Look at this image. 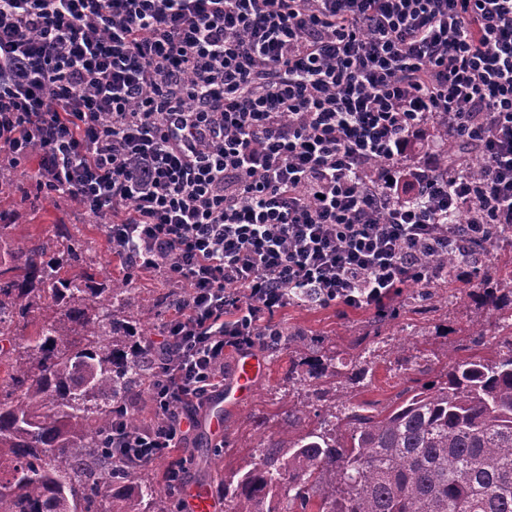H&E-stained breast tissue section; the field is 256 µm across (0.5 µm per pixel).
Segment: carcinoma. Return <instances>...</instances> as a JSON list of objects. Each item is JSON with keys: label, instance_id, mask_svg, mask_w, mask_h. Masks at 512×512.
Listing matches in <instances>:
<instances>
[{"label": "carcinoma", "instance_id": "obj_1", "mask_svg": "<svg viewBox=\"0 0 512 512\" xmlns=\"http://www.w3.org/2000/svg\"><path fill=\"white\" fill-rule=\"evenodd\" d=\"M2 219L0 512H88L93 496L112 503L100 512H151L160 487L106 448L113 404L148 375L137 325L116 315L131 289L94 287L90 265L64 273L82 260L67 238L26 248ZM457 239L430 258L448 278L489 251ZM475 288L487 312L473 344L493 336L494 355L466 347L380 410L348 391L372 370L368 357L310 365L292 380L320 399L332 377L337 402L223 482L231 512H512V273L488 268ZM433 299L416 288L403 303Z\"/></svg>", "mask_w": 512, "mask_h": 512}]
</instances>
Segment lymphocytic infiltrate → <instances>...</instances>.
Returning a JSON list of instances; mask_svg holds the SVG:
<instances>
[{
	"instance_id": "obj_1",
	"label": "lymphocytic infiltrate",
	"mask_w": 512,
	"mask_h": 512,
	"mask_svg": "<svg viewBox=\"0 0 512 512\" xmlns=\"http://www.w3.org/2000/svg\"><path fill=\"white\" fill-rule=\"evenodd\" d=\"M33 155L127 268L187 287L164 421L109 442L149 464L289 291L377 310L437 280L457 217L512 227V0H0V164Z\"/></svg>"
}]
</instances>
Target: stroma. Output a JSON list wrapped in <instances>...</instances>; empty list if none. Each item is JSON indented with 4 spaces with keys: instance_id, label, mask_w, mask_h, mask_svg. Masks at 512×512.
<instances>
[{
    "instance_id": "stroma-1",
    "label": "stroma",
    "mask_w": 512,
    "mask_h": 512,
    "mask_svg": "<svg viewBox=\"0 0 512 512\" xmlns=\"http://www.w3.org/2000/svg\"><path fill=\"white\" fill-rule=\"evenodd\" d=\"M0 209L15 214L11 235L16 241L33 245L58 234L65 235L81 249L85 262L91 261L101 267L103 279H125L103 225L70 202L36 192L28 178L16 181L10 190L0 193ZM129 282L133 298L121 314L138 317L141 302L153 303V316L143 324L142 330L146 340L157 339L169 317L164 300L176 286L161 275L149 272L135 274ZM464 286L461 280L442 284L438 290L442 302L436 309L426 314L405 309L392 325L383 328L378 326L371 310L286 305L275 316V323L295 329L310 339L324 338V350L284 347L273 355L265 349L253 348V356L263 359L266 364V372L258 380L253 394L233 406L225 404L223 392L213 394L210 402L200 410L197 423L187 438L173 451L174 456L192 461L188 483H204L208 488H215L236 472L250 467L261 453L260 440L267 435H275L280 440L295 435V428L283 422V412L291 405L305 402L315 415L323 406L306 389L289 381V370L301 372L307 362L332 356L340 362L350 361L365 336L376 334L380 337L373 357L375 373L353 388L355 400L388 406L397 402L417 373H425L429 378L435 376L447 361L449 352L468 345L474 321L484 315L483 310L468 299L447 303L448 294L458 292ZM401 338L411 344V353L417 362L414 369L405 371L397 364L395 345ZM216 414L223 422V432L218 437L210 430V421ZM314 415L305 420V427L315 425Z\"/></svg>"
}]
</instances>
